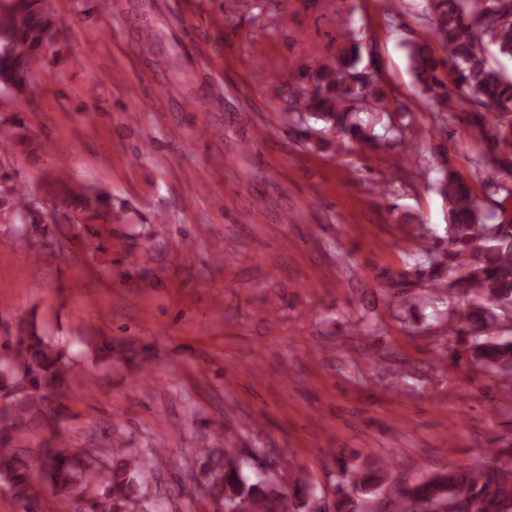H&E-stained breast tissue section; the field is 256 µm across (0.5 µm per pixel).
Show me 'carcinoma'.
I'll return each instance as SVG.
<instances>
[{"label": "carcinoma", "mask_w": 512, "mask_h": 512, "mask_svg": "<svg viewBox=\"0 0 512 512\" xmlns=\"http://www.w3.org/2000/svg\"><path fill=\"white\" fill-rule=\"evenodd\" d=\"M430 30L446 52L442 57L428 44L409 47L410 68L421 92L436 112H451L447 77L456 87L477 96L478 109L470 112V124L485 146L475 154L478 169L512 176V76L494 68L489 47L512 59V0H426ZM59 27L42 0H15L0 11V87L26 94L36 80L32 61L53 48ZM360 46L354 38L336 56L313 72L304 73L314 92L294 94V110L308 112L336 133L379 148L385 138L360 117L363 110L399 113L391 108L389 91L379 80L359 77ZM496 118L488 120L486 112ZM493 123V134L485 125ZM437 189L448 207L443 249L429 247L421 253L420 272L430 289L470 293L474 301L465 309L448 312V335L467 345L468 361L492 380L512 383V338L481 337L512 315V222H485L475 188L454 168L443 169ZM31 193L23 186L0 182V211L16 216L13 240L31 247L46 230L45 210L29 205ZM74 221L108 223L112 216L106 197L85 188L74 197ZM73 367L65 346L37 332L35 326H19L16 335L0 347V481L8 484L23 512H39L35 485L42 482L69 505V512L89 509L101 512H158L148 497L145 475L153 470L162 449L129 453L114 462L108 452L96 448L79 451L58 436L64 416V399ZM37 448L39 461H26L27 446ZM201 455L205 494L231 512H365L381 501L383 512H512V467L491 468L457 465L430 475L415 485L388 490V461L383 457L357 466L337 461L340 482L328 508L321 505L314 486L299 481L283 486L271 476L249 477L235 456L205 448Z\"/></svg>", "instance_id": "obj_1"}]
</instances>
